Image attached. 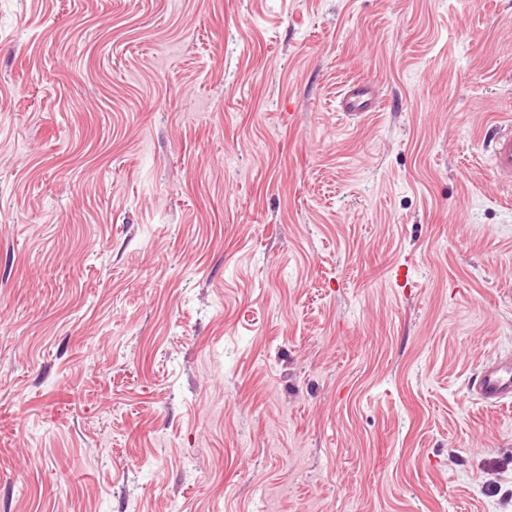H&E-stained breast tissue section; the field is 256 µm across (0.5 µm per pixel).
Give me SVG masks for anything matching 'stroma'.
<instances>
[{"label":"stroma","instance_id":"stroma-1","mask_svg":"<svg viewBox=\"0 0 512 512\" xmlns=\"http://www.w3.org/2000/svg\"><path fill=\"white\" fill-rule=\"evenodd\" d=\"M510 115L512 0H0V512H512ZM338 110L355 119L367 112H382L387 101L370 81H356L345 85L338 94ZM495 135L489 141V158L496 175L501 182L512 180V117L494 121ZM477 401L497 405L512 400V356L496 358L484 365L469 387Z\"/></svg>","mask_w":512,"mask_h":512}]
</instances>
